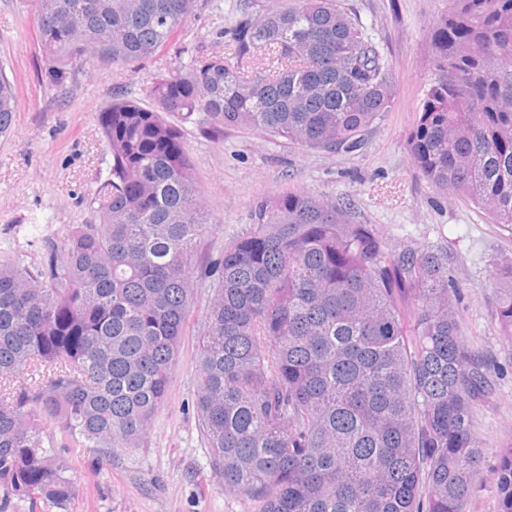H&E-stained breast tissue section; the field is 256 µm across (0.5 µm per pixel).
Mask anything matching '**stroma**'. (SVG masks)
<instances>
[{"label":"stroma","instance_id":"35a3bbf8","mask_svg":"<svg viewBox=\"0 0 512 512\" xmlns=\"http://www.w3.org/2000/svg\"><path fill=\"white\" fill-rule=\"evenodd\" d=\"M357 15L380 49L398 88L389 110L352 153L329 154L272 140L248 128L210 136L198 120L180 123L204 204L219 224L201 238L195 261L206 264L253 222L265 197L288 192L350 202L359 220L379 225L393 244L442 251L457 283L465 336L497 365L495 386L480 408L475 434L487 450L470 512H497V451L512 446V340L494 318L498 288L493 260L512 255V231L466 199L431 187L415 169L407 135L433 75L430 26L447 0H337ZM276 0H199L174 41L144 64L87 59L73 80L54 86L35 19L23 0H0V65L17 95L12 130L0 136V241L15 236H63L90 217L89 200L106 178L110 156L100 139L99 109L112 97L145 98L147 81L178 56L223 52L216 33L240 8L262 12ZM207 289L190 308L181 346L170 368L167 401L135 448H60L76 495L66 510L30 500L9 512H257L258 505L225 494L209 462L194 410L198 327Z\"/></svg>","mask_w":512,"mask_h":512}]
</instances>
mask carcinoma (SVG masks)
Masks as SVG:
<instances>
[{
  "label": "carcinoma",
  "mask_w": 512,
  "mask_h": 512,
  "mask_svg": "<svg viewBox=\"0 0 512 512\" xmlns=\"http://www.w3.org/2000/svg\"><path fill=\"white\" fill-rule=\"evenodd\" d=\"M197 3L29 0L59 87L88 57L151 59ZM219 35L229 52L155 76L153 105L121 96L99 110L111 163L89 223L41 238L37 262L32 240L0 248V512L74 498L55 448L138 446L202 284L194 407L226 492L259 512H466L495 368L466 343L443 252L392 244L343 200L288 193L262 200L214 265L193 260L217 226L172 118L351 153L396 98L388 65L336 0L243 11ZM429 49L412 162L512 231V0H448ZM15 104L0 71V136ZM495 268V319L512 339V256ZM497 485L498 512H512V447Z\"/></svg>",
  "instance_id": "obj_1"
}]
</instances>
